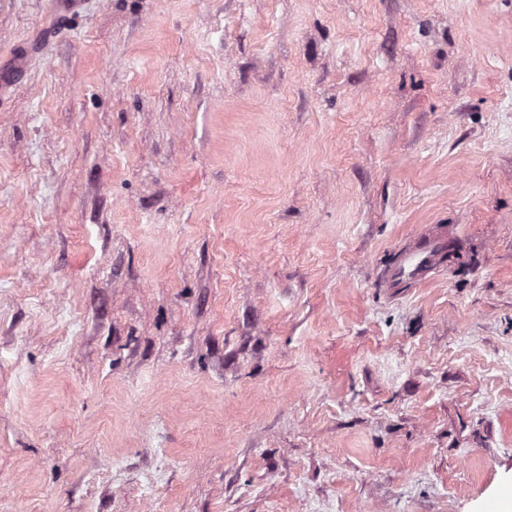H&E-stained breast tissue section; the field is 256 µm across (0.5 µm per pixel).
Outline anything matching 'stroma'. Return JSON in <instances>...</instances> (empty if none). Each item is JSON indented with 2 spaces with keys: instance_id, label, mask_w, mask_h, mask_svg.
I'll list each match as a JSON object with an SVG mask.
<instances>
[{
  "instance_id": "obj_1",
  "label": "stroma",
  "mask_w": 512,
  "mask_h": 512,
  "mask_svg": "<svg viewBox=\"0 0 512 512\" xmlns=\"http://www.w3.org/2000/svg\"><path fill=\"white\" fill-rule=\"evenodd\" d=\"M53 2L0 0V512H512V0ZM444 250V241L439 237L421 241L404 252L386 280L387 288H400L403 282L425 279L433 270Z\"/></svg>"
}]
</instances>
